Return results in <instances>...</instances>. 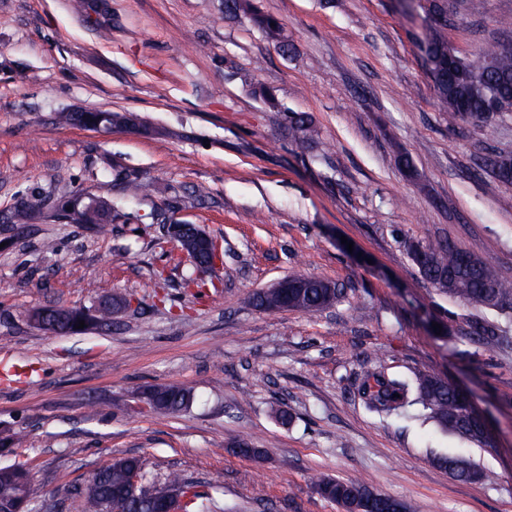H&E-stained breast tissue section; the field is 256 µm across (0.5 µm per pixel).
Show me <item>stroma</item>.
Segmentation results:
<instances>
[{"label":"stroma","instance_id":"obj_1","mask_svg":"<svg viewBox=\"0 0 512 512\" xmlns=\"http://www.w3.org/2000/svg\"><path fill=\"white\" fill-rule=\"evenodd\" d=\"M255 3L285 24L287 49L224 0H101L85 17L69 0H0V213L33 189L117 208L102 232L54 217L0 227V368L32 370L0 377V466H30L28 512H83L77 488L120 457L140 458L152 485L180 474L213 512H343L313 480L362 474L413 512H512V312L449 299L407 251L448 239L512 275V183L488 191L484 171L490 154L512 155V118L457 127L440 111L418 0ZM445 5L458 55L512 41L498 25L512 0ZM61 110L145 127H61ZM291 110L319 131L306 150ZM170 216L220 245L198 283L165 235ZM296 274L336 283L341 300L314 314L252 306ZM115 294L130 307L79 334L30 320ZM476 323L494 337L470 341ZM380 368L468 391L494 445L367 411L357 389ZM166 383L191 388L192 407L145 409L140 391ZM239 438L256 455L237 454ZM448 455L495 481L454 478L435 463Z\"/></svg>","mask_w":512,"mask_h":512}]
</instances>
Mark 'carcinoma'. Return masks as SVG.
<instances>
[{"instance_id": "1", "label": "carcinoma", "mask_w": 512, "mask_h": 512, "mask_svg": "<svg viewBox=\"0 0 512 512\" xmlns=\"http://www.w3.org/2000/svg\"><path fill=\"white\" fill-rule=\"evenodd\" d=\"M226 10L248 18L265 37L279 48L288 49V35L282 22L271 14L257 9L253 0H225ZM430 24L424 40V52L430 77L434 84L440 109L459 123H466V112H484L493 106L499 116H512V42L489 43L479 50L478 58L465 60L451 53L443 30L448 17L438 3L431 2L427 11ZM97 119L95 112L61 111L55 114L58 125L87 124ZM288 123L293 131V143L299 149L307 148L318 136L312 118L305 113L292 112ZM70 224H85L102 229L112 221L114 206L108 196H95L77 189L64 196L51 198L41 192L27 191L17 196L7 213L0 216L3 224H34L48 211ZM177 246L188 257L199 248L197 236L187 230L179 236ZM413 264L424 281L442 293L466 305L481 308L512 310V277L505 275L491 262L465 251L449 240L412 242L407 247ZM301 287L288 294V305L305 313H317L338 302L342 289L310 276L298 275ZM120 299V296H114ZM112 299V300H114ZM112 300L101 303L91 318L84 309L55 304L43 309V320L57 325L67 333H76L79 321L85 326L105 321L112 316ZM255 307L268 312L279 311L283 297L278 291L260 290L253 295ZM151 410L168 414L188 409L194 402L191 389L177 384L155 385L144 390ZM358 396L366 409L391 416L411 409L436 422L442 429L471 443L483 446L485 442L474 436L465 426H451L448 419L458 412L456 392L448 381L429 374L398 378L385 370L368 371L358 389ZM143 467L136 457L120 458L98 469L89 484L79 489L85 503V512H103L102 503L112 500L114 493L125 488L130 471ZM167 484L181 488L188 500L184 512H212L211 502L202 494L191 490L183 478L172 474ZM320 494L338 505L375 497L374 512H385L379 503L388 496L374 491L362 479L343 480L321 477L316 482ZM33 494L30 470L24 463L0 467V499L12 498L26 508ZM126 512H156V502L143 493L130 501Z\"/></svg>"}]
</instances>
